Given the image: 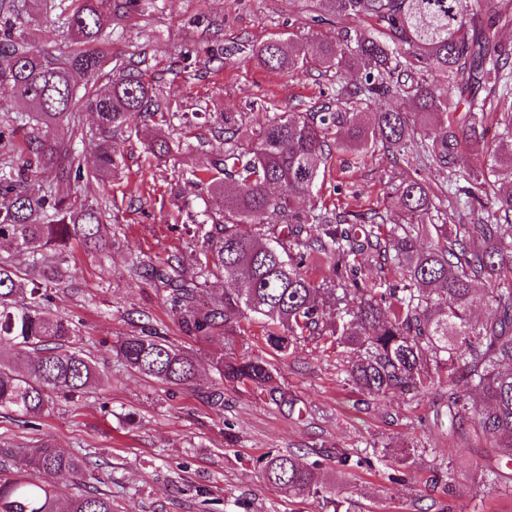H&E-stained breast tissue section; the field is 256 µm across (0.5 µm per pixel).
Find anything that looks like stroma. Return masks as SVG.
<instances>
[{"label":"stroma","mask_w":512,"mask_h":512,"mask_svg":"<svg viewBox=\"0 0 512 512\" xmlns=\"http://www.w3.org/2000/svg\"><path fill=\"white\" fill-rule=\"evenodd\" d=\"M348 27L326 0H139L135 12L113 19L105 42L113 66L141 62L178 117L169 130V154L156 158L146 151L151 121L140 114L112 138L118 162L112 178L43 177L58 195L105 205L112 233L102 251L89 253L74 242L57 252L73 284L50 291L51 313L72 322L103 386L76 401L55 398L31 424L0 410V440L31 446L48 438L90 460L82 477L55 479L57 496L87 484L111 495L112 512H326L321 499L292 498L263 481L262 457L290 452L302 466L320 464V481L343 499L346 512H512V491L484 480L487 449L471 438L472 419H461L459 437L435 422L441 388L367 397L342 371L355 357L352 349L338 354L306 341L293 355L275 357L253 335L239 339L235 352L270 360L278 393L226 382L211 364L223 340L187 337L163 284L135 273L176 254L183 259L181 276L200 278L193 219L224 210L222 196L191 181L192 171L208 167L220 147L206 113L238 112L256 128L360 80L358 72L314 63L300 73L270 71L251 47L291 33L314 50L344 38ZM28 28L34 45L69 50L67 30L40 0L31 4ZM351 160V153L332 152L323 188L296 199V207L356 214L387 208L386 182L396 170L391 154L376 151L358 168ZM146 326L194 357L193 386L145 377L117 356V342ZM343 453L370 463L339 465Z\"/></svg>","instance_id":"stroma-1"}]
</instances>
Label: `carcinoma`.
Wrapping results in <instances>:
<instances>
[{
	"label": "carcinoma",
	"mask_w": 512,
	"mask_h": 512,
	"mask_svg": "<svg viewBox=\"0 0 512 512\" xmlns=\"http://www.w3.org/2000/svg\"><path fill=\"white\" fill-rule=\"evenodd\" d=\"M339 19H372L376 33L355 32L346 43L327 42L311 55L293 38L276 34L252 50L272 71L299 72L314 61L337 71L356 70L361 81L304 112H281L248 131L229 113L214 121L213 138L224 144L210 166L194 173L197 184L224 197V214H203L201 282L180 278L168 260L151 268L166 286L171 312L184 333L198 341L223 337L227 352L212 360L230 383L269 387L271 365L238 356L232 346L242 321L257 320L267 345L292 355L300 341L331 337L360 358L345 370L346 381L370 396L419 394L448 387L451 424L469 410L455 387L456 375L481 390L483 405L475 435L491 445L484 470L512 489V147H491L473 161L462 141L484 132L485 116L498 112L512 128V101L497 88L512 80V43L498 39L499 23L512 22L509 0H328ZM135 0H52L57 22L73 48L54 54L28 37L27 10L20 0H0V86L8 85L15 111L0 124V239L31 261L26 276L0 259V409L23 418L43 416L53 397L75 398L100 383L93 359L76 347L71 322L48 313V286L68 273L43 249L61 250L73 240L88 251L107 245L105 209L78 205L29 184L48 171L55 178L83 175L71 140L82 130L81 113L97 114V177L112 175L117 162L112 134L135 114L158 117L170 126L176 113L138 66L114 73L102 48L112 18ZM437 73L441 81L428 80ZM397 106L362 112L377 99ZM411 100L415 111L404 110ZM23 135L26 148L15 153ZM352 153L362 161L377 148L411 166L461 172L469 224H456V201L437 183L390 175L389 198L400 222L373 211L350 215L337 209L298 212L293 198L320 189L327 175L325 149ZM276 185L288 197L271 195ZM431 239L428 247L419 239ZM380 270L400 277L381 290L363 274L371 254ZM211 276L224 278V291L201 299ZM487 293L491 312L470 317V300ZM117 355L138 373L174 386L191 384L193 358L147 328L127 336ZM88 461L63 452L49 439L31 448L0 441V512H112V499L94 488L61 500L52 489L60 475L78 476ZM263 480L295 496H318L340 512L342 502L301 466L294 455L265 459Z\"/></svg>",
	"instance_id": "1"
}]
</instances>
